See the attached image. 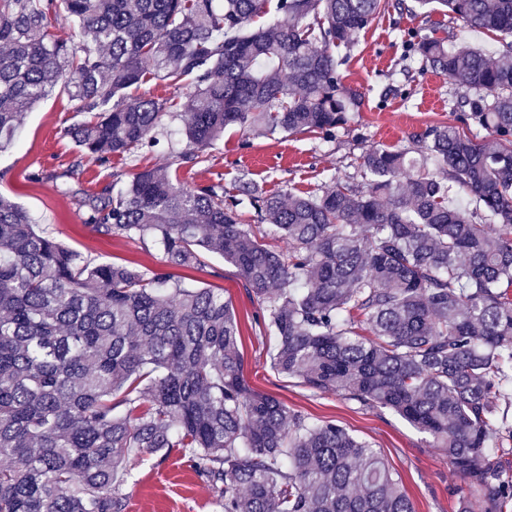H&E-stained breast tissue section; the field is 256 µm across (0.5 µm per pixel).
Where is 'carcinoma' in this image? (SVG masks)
Returning a JSON list of instances; mask_svg holds the SVG:
<instances>
[{"instance_id": "cac0c4a2", "label": "carcinoma", "mask_w": 512, "mask_h": 512, "mask_svg": "<svg viewBox=\"0 0 512 512\" xmlns=\"http://www.w3.org/2000/svg\"><path fill=\"white\" fill-rule=\"evenodd\" d=\"M508 38L498 56L421 30L422 65L475 92L486 135L433 126L372 147L364 182L312 195L237 187L267 228L239 221L224 185L145 167L84 200L96 232L150 241L164 267L97 262L0 197V512H125L130 460L177 450L219 512H415L381 453L312 422L244 376L231 303L166 271L217 255L262 305L274 369L320 393L387 409L445 450L486 512H512V0H416ZM275 5L276 18L255 27ZM397 0H0V150L66 89L68 129L101 163L158 144L162 78L197 100L179 164L227 128L327 138L359 110L336 49ZM64 10L77 39L49 18ZM457 185L476 209L450 197ZM288 240V251L267 239Z\"/></svg>"}]
</instances>
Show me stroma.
<instances>
[{"label":"stroma","mask_w":512,"mask_h":512,"mask_svg":"<svg viewBox=\"0 0 512 512\" xmlns=\"http://www.w3.org/2000/svg\"><path fill=\"white\" fill-rule=\"evenodd\" d=\"M405 2V9L381 12L353 47L343 51L340 73L344 83L361 94L363 105L335 137L255 136L245 148L241 132L231 128L209 149L204 162L177 168L179 181L187 186L219 182L230 192L246 179L269 193L308 195L337 181L360 184L361 157L370 147L403 148L409 146L411 134L441 124L469 137L480 134V127L467 117V90L421 69L404 36L421 28L445 39L449 47L467 45L492 55L501 47L500 35L469 28L441 12H409L414 0ZM81 119L76 101L61 87L30 110L13 144L0 151V194L24 207L38 230L85 256L150 269L161 266L157 246L102 235L86 224L81 200L107 185L123 190L143 167L171 165L185 148L182 121L178 116L159 130L157 147L102 164L81 156L67 133ZM65 185L70 188L66 194L61 191ZM172 273L185 284L221 290L231 302L240 324L244 375L253 388L311 420L336 421L376 448L401 475L416 512H458L463 504L468 512H485L476 495L463 492L444 450L432 447L427 435L399 416L333 393L313 392L275 372L267 356L271 341L259 319L260 305L242 287L234 267L209 256L204 265L176 267ZM127 493L126 512H216L212 490L177 452L163 462L150 454L132 460Z\"/></svg>","instance_id":"1"}]
</instances>
